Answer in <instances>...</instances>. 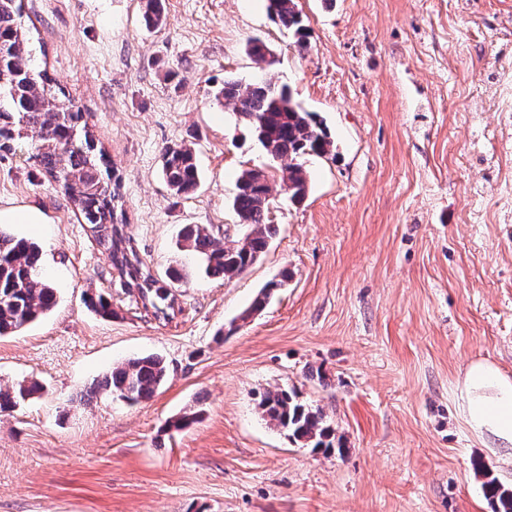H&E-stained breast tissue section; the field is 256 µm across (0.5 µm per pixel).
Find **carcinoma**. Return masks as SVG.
<instances>
[{"label":"carcinoma","instance_id":"cac0c4a2","mask_svg":"<svg viewBox=\"0 0 512 512\" xmlns=\"http://www.w3.org/2000/svg\"><path fill=\"white\" fill-rule=\"evenodd\" d=\"M271 18L288 30L295 43L307 46V31L295 0H268ZM21 0H0V51L5 62L28 66V38L22 24ZM160 0H147L144 21L157 28L163 23ZM237 119L245 124L266 153L280 162L288 198L302 202L308 192L307 171L300 159L327 155L334 148L322 120L295 101L289 88L266 80L246 85L224 80L219 92ZM37 135L34 158L45 173L62 188L74 209L82 216L92 237L108 252L118 271L117 289H134L142 307L156 317L166 318L174 310L172 286L182 279L179 270L165 275L145 264L126 236L123 210L119 209L121 179L103 150L97 148L82 113L73 111L59 97L51 79L35 77V85H0V148L11 141ZM163 175L170 192L178 197L193 194L199 185L194 149L186 144L164 150ZM268 173L247 169L238 178L232 208L245 232L228 245H221L219 232L209 225L187 224L180 235V248L196 254L206 277L230 281L263 255L277 234L270 223ZM41 251L29 240L0 229V336L21 331L27 324L52 311L56 290L40 274ZM289 279L271 281L254 297L237 320L245 322L261 312L274 291ZM87 307L102 316L112 315V304L101 293L86 298ZM168 369L158 355L136 356L115 366L97 380L89 397L105 394L129 404L150 400L166 382ZM42 384L34 379L11 387L0 386V413H10L27 398L40 393ZM258 407L269 424L284 432L289 442L314 451L343 453L346 442L336 424L323 410L300 399L296 388L273 386L260 393ZM475 469L483 478L482 489L493 512H512V486L503 484L480 461Z\"/></svg>","mask_w":512,"mask_h":512}]
</instances>
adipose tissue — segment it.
<instances>
[{
	"label": "adipose tissue",
	"mask_w": 512,
	"mask_h": 512,
	"mask_svg": "<svg viewBox=\"0 0 512 512\" xmlns=\"http://www.w3.org/2000/svg\"><path fill=\"white\" fill-rule=\"evenodd\" d=\"M462 412L470 430L492 437L499 447H512V377L492 363L471 362L460 382Z\"/></svg>",
	"instance_id": "1"
}]
</instances>
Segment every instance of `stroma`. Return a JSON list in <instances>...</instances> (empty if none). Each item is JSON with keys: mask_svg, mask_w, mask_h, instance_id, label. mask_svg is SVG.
<instances>
[{"mask_svg": "<svg viewBox=\"0 0 512 512\" xmlns=\"http://www.w3.org/2000/svg\"><path fill=\"white\" fill-rule=\"evenodd\" d=\"M299 49L266 0H22L46 72L83 112L122 180L125 233L155 272L187 281L163 321L115 291L117 272L31 142L0 150V211L38 214L55 309L0 337V385L46 391L0 415V512H492L473 469L512 484V458L474 435L458 385L467 364L512 376V0H296ZM271 50L265 67L250 39ZM265 75L323 119L336 149L304 158L308 194H280L270 159L230 106L226 77ZM194 148L200 185L170 193L166 147ZM271 175L278 233L226 283L177 250L186 224H237L242 170ZM286 288L233 336L219 329L268 281ZM110 295L114 315L87 308ZM156 354L148 402L94 380ZM297 388L346 439L344 454L289 443L259 392ZM199 419L181 431L168 420Z\"/></svg>", "mask_w": 512, "mask_h": 512, "instance_id": "obj_1", "label": "stroma"}]
</instances>
